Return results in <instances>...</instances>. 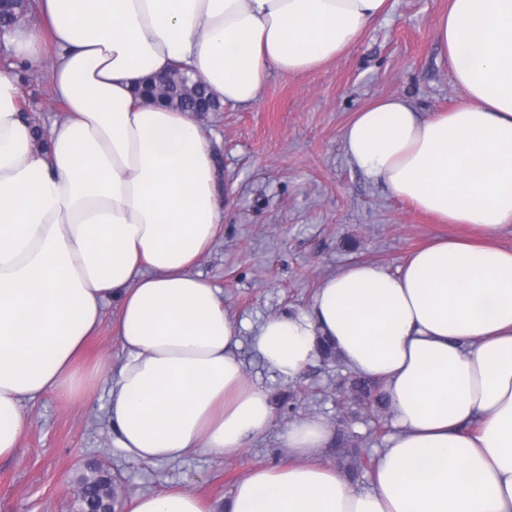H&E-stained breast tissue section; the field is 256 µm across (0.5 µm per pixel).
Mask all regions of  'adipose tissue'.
<instances>
[{
	"label": "adipose tissue",
	"instance_id": "ef3b65f1",
	"mask_svg": "<svg viewBox=\"0 0 512 512\" xmlns=\"http://www.w3.org/2000/svg\"><path fill=\"white\" fill-rule=\"evenodd\" d=\"M387 0H40L62 114L37 147L0 71V458L31 425L25 401L85 402L104 368L78 366L106 306L122 362L108 391L112 444L145 462L233 457L272 419L236 351L219 288L192 266L224 210L211 141L187 112L134 98L174 66L226 104L258 101L271 73L336 59ZM456 83L428 118L382 97L343 129L352 165L395 197L464 224L396 272L367 262L326 278L309 308L270 317L252 346L283 381L330 341L378 380L391 431L367 486L320 463L322 417L289 424L287 461L240 479L226 512H512V0H448L436 28ZM129 512H205L178 488Z\"/></svg>",
	"mask_w": 512,
	"mask_h": 512
}]
</instances>
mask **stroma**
Segmentation results:
<instances>
[{
  "instance_id": "stroma-1",
  "label": "stroma",
  "mask_w": 512,
  "mask_h": 512,
  "mask_svg": "<svg viewBox=\"0 0 512 512\" xmlns=\"http://www.w3.org/2000/svg\"><path fill=\"white\" fill-rule=\"evenodd\" d=\"M448 0H388L358 43L336 60L297 76L271 75L261 99L224 105L200 121L210 138L224 201V230L192 271L221 288L224 305L245 327L240 355L250 381L273 407L266 434L230 458L199 452L169 462L137 461L112 446L107 388L90 403L47 394L25 405L32 424L15 456L0 459V512H75V490L95 461L130 494L180 488L201 497L208 512H225L236 483L255 467L286 460L290 423L322 416L331 432L346 427L342 392L352 377L342 362L315 360L282 382L255 355L251 328L285 311L308 308L322 280L346 264L372 262L394 271L434 239L458 233L348 160L342 130L354 112L385 96H403L432 116L453 108L464 92L434 38ZM51 54L28 68L21 102L48 128ZM108 307L87 346L88 362L114 369L121 345ZM361 455L376 456L387 436L373 422L348 425Z\"/></svg>"
}]
</instances>
